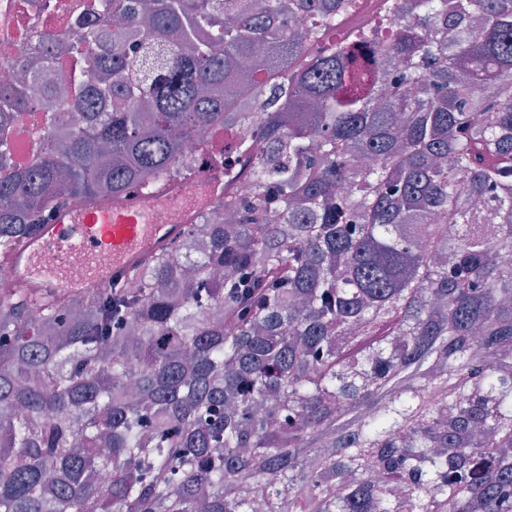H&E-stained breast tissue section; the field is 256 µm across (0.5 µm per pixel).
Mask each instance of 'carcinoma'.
Segmentation results:
<instances>
[{"instance_id":"carcinoma-1","label":"carcinoma","mask_w":512,"mask_h":512,"mask_svg":"<svg viewBox=\"0 0 512 512\" xmlns=\"http://www.w3.org/2000/svg\"><path fill=\"white\" fill-rule=\"evenodd\" d=\"M349 2L98 0L81 123L50 54L0 87V253L191 177L182 135L231 132L252 185L124 282L0 288V512H512V0L330 44ZM36 102L55 147L19 167Z\"/></svg>"}]
</instances>
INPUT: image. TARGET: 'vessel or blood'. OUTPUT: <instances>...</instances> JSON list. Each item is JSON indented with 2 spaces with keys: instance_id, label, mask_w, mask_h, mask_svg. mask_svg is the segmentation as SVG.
I'll list each match as a JSON object with an SVG mask.
<instances>
[{
  "instance_id": "vessel-or-blood-1",
  "label": "vessel or blood",
  "mask_w": 512,
  "mask_h": 512,
  "mask_svg": "<svg viewBox=\"0 0 512 512\" xmlns=\"http://www.w3.org/2000/svg\"><path fill=\"white\" fill-rule=\"evenodd\" d=\"M223 193L224 173L214 170L189 184L169 181L134 191L108 211L62 206L0 261L13 268L16 287L29 296L91 293L168 249ZM76 252L81 262H73Z\"/></svg>"
}]
</instances>
